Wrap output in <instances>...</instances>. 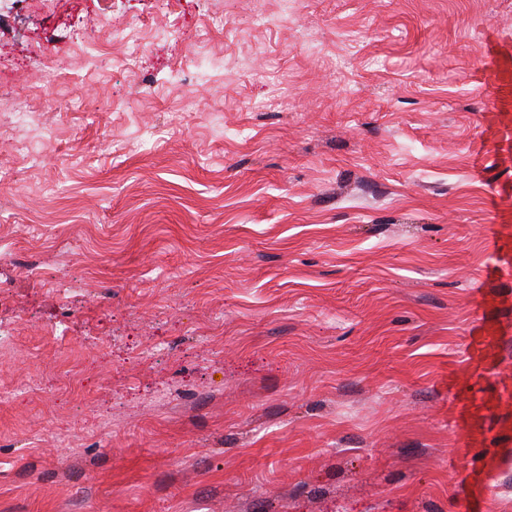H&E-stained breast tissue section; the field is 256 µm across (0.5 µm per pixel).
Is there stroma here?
<instances>
[{"instance_id":"stroma-1","label":"stroma","mask_w":512,"mask_h":512,"mask_svg":"<svg viewBox=\"0 0 512 512\" xmlns=\"http://www.w3.org/2000/svg\"><path fill=\"white\" fill-rule=\"evenodd\" d=\"M499 36L512 0H0V512H512ZM486 63L481 78L483 85L491 89L496 101H511L512 97V52L489 43Z\"/></svg>"}]
</instances>
